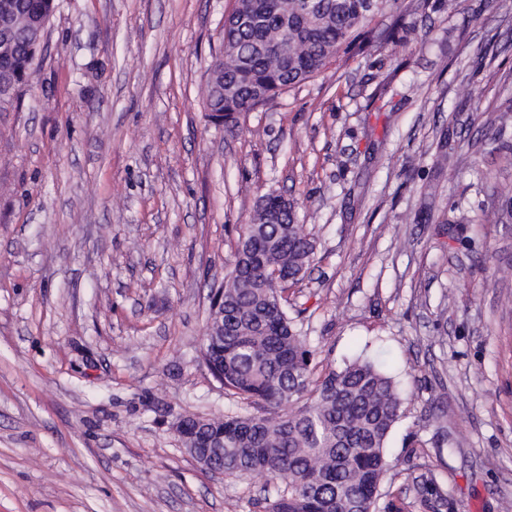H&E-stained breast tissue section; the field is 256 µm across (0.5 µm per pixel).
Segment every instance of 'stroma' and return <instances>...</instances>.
Wrapping results in <instances>:
<instances>
[{
  "mask_svg": "<svg viewBox=\"0 0 512 512\" xmlns=\"http://www.w3.org/2000/svg\"><path fill=\"white\" fill-rule=\"evenodd\" d=\"M0 112V512H265L178 416L252 413L201 361L260 195L316 243L285 292L314 378L355 360L404 402L380 512L512 502V0H398L378 50L241 113L203 107L233 0H57ZM394 38L385 32L392 23Z\"/></svg>",
  "mask_w": 512,
  "mask_h": 512,
  "instance_id": "obj_1",
  "label": "stroma"
}]
</instances>
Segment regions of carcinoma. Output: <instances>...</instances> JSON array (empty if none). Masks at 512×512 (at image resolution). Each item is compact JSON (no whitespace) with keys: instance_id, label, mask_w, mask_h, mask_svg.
<instances>
[{"instance_id":"obj_1","label":"carcinoma","mask_w":512,"mask_h":512,"mask_svg":"<svg viewBox=\"0 0 512 512\" xmlns=\"http://www.w3.org/2000/svg\"><path fill=\"white\" fill-rule=\"evenodd\" d=\"M390 0H241L224 23V85L239 106L254 89L275 97L315 77L342 47L364 51L374 36L365 24ZM18 26L0 47V85L30 77L28 28L55 11L56 0H10ZM281 196L241 227L231 269L224 276V335H206L205 357L225 389L259 407L252 416L201 419L181 416L180 432L197 458L226 476L281 482L285 489L266 512H377L380 484L389 468L385 444L399 419L400 393L375 364L354 362L313 384L310 351L283 305L286 286L273 287L264 272L276 267L289 284L309 269L315 242L290 215ZM311 398L300 403L305 393Z\"/></svg>"}]
</instances>
